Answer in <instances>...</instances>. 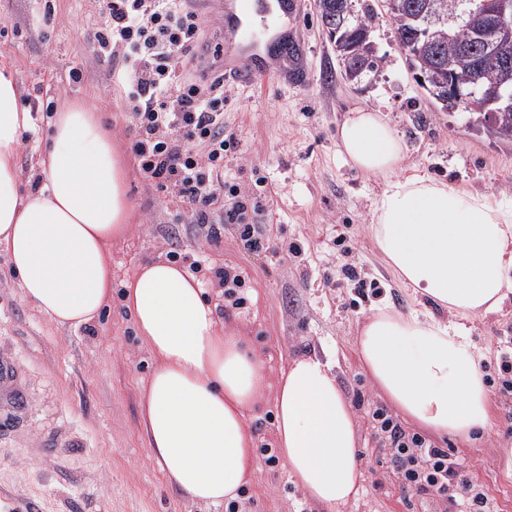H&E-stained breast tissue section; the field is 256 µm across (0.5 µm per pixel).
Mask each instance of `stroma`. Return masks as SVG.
<instances>
[{"mask_svg": "<svg viewBox=\"0 0 512 512\" xmlns=\"http://www.w3.org/2000/svg\"><path fill=\"white\" fill-rule=\"evenodd\" d=\"M373 40L383 62L362 83L344 80L340 61L314 0L288 27L298 48L301 82L273 76L245 91L227 86L224 125L239 143L224 159L244 194L259 201L255 223L265 225L269 248L245 249L232 229L213 242L190 222L188 204L139 172L131 152L132 122L109 66L93 51L96 0H0V67L12 71L34 119L29 143L19 145L22 190L36 186L51 112L91 105L112 134L133 206L131 227L114 240L112 298L92 324H54L23 296L0 254V361L18 377L0 382V512H224L169 487L151 455L140 404L153 360L121 304L125 280L158 258L188 266L244 270L247 312L221 319L253 343L270 376L290 359L313 354L331 364L348 400L366 405L385 398L362 370L355 336L379 309L437 313L413 297L380 257L369 234L370 209L381 179L344 164L337 132L347 112L377 109L405 146L404 168L418 169L460 188L512 201V138L457 107H443L416 81L381 0ZM83 78L72 82L69 72ZM352 265L380 291L361 296L342 268ZM470 339L484 354L491 429L478 441L438 437L488 491L497 512H512V476L504 449L512 448V398L501 397V337L512 336V298L499 312L470 319ZM363 488L345 512H430L428 496L403 490L378 451V435L364 407L356 408ZM248 512H325L289 475L286 463L256 461L247 484Z\"/></svg>", "mask_w": 512, "mask_h": 512, "instance_id": "obj_1", "label": "stroma"}]
</instances>
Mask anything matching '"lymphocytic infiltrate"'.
<instances>
[{"label": "lymphocytic infiltrate", "mask_w": 512, "mask_h": 512, "mask_svg": "<svg viewBox=\"0 0 512 512\" xmlns=\"http://www.w3.org/2000/svg\"><path fill=\"white\" fill-rule=\"evenodd\" d=\"M183 0H98L100 25L93 44L125 83L123 104L133 119L131 150L145 178L192 207L191 221L216 240L233 227L249 250L263 251L260 209L224 171V155L238 144L224 130V78L191 81L182 60L210 63L200 46L201 21ZM247 274L229 265L211 269L210 285L225 310L244 308ZM367 417L403 489L428 495L456 512H491L482 485L448 449L410 432L380 404Z\"/></svg>", "instance_id": "obj_1"}]
</instances>
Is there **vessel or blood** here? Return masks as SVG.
Masks as SVG:
<instances>
[{
	"instance_id": "b4317fda",
	"label": "vessel or blood",
	"mask_w": 512,
	"mask_h": 512,
	"mask_svg": "<svg viewBox=\"0 0 512 512\" xmlns=\"http://www.w3.org/2000/svg\"><path fill=\"white\" fill-rule=\"evenodd\" d=\"M203 16L220 17L223 41L214 49L216 67L225 80L245 88L267 76L272 61L258 54L259 30H272L298 16L299 0H186Z\"/></svg>"
}]
</instances>
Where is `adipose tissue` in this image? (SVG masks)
Segmentation results:
<instances>
[{
  "label": "adipose tissue",
  "instance_id": "ef3b65f1",
  "mask_svg": "<svg viewBox=\"0 0 512 512\" xmlns=\"http://www.w3.org/2000/svg\"><path fill=\"white\" fill-rule=\"evenodd\" d=\"M32 122L17 82L0 71V252L24 299L76 329L112 297L110 243L132 218L125 172L99 121L73 106L56 117L41 187L23 193L16 152ZM338 137L350 166L384 180L370 233L386 264L450 315L377 311L359 330L358 358L407 420L439 435L485 433L488 388L461 320L494 312L512 295V203L403 170L404 146L382 112L352 110ZM122 304L156 361L141 418L168 485L194 501L235 499L253 475L247 413L269 396L278 451L296 483L326 512L357 498L356 419L328 363L297 356L268 380L198 279L167 260L139 265Z\"/></svg>",
  "mask_w": 512,
  "mask_h": 512
}]
</instances>
